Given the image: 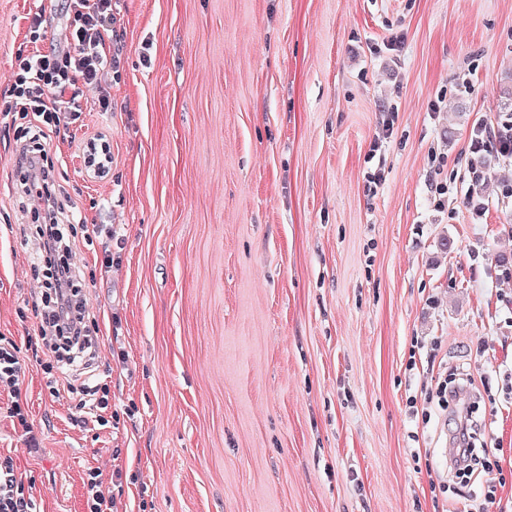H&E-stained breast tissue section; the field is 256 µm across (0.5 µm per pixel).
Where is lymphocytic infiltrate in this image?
I'll return each instance as SVG.
<instances>
[{
	"mask_svg": "<svg viewBox=\"0 0 512 512\" xmlns=\"http://www.w3.org/2000/svg\"><path fill=\"white\" fill-rule=\"evenodd\" d=\"M66 44L48 52L18 57L8 98L0 104L5 113L30 119L28 137L20 144L17 164L29 176L23 192L38 197L45 210L46 222L40 230L38 248L44 261H51L56 247V228L60 208L51 188L52 174L44 164L49 132L75 124L81 116L80 92L96 93L98 109H112L109 96L101 94L99 85L105 71L111 70L112 0H68ZM68 98L69 111H61V98ZM78 268L69 264L58 268L52 283L53 307L42 312V336L56 335L68 328L72 344H81L90 327L85 310L76 309L74 299L79 291L75 284ZM26 374L15 343L0 336V390L13 397L9 414L14 426L27 428L28 412L18 400L19 386ZM0 512H34V502L25 492V484L11 459L0 460Z\"/></svg>",
	"mask_w": 512,
	"mask_h": 512,
	"instance_id": "f902f5d3",
	"label": "lymphocytic infiltrate"
}]
</instances>
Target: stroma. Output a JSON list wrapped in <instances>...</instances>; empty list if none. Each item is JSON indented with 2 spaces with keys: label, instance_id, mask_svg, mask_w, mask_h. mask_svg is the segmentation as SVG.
I'll use <instances>...</instances> for the list:
<instances>
[{
  "label": "stroma",
  "instance_id": "1",
  "mask_svg": "<svg viewBox=\"0 0 512 512\" xmlns=\"http://www.w3.org/2000/svg\"><path fill=\"white\" fill-rule=\"evenodd\" d=\"M47 3L0 0V95L18 55L63 46L59 2L29 38ZM112 19V109L82 99L48 154L96 323L94 361L52 378L27 122L0 115V336L32 426L0 390V455L37 512H83L91 467L114 512H512V159L475 184L469 149L512 114V0H112ZM97 132L102 181L79 155ZM452 368L482 395L465 481L431 400ZM94 381L103 427L79 420ZM82 154L88 172L97 178L107 177L112 169V151L105 135L84 140ZM15 343L0 336V390L14 395L8 413L14 426L28 431V412L19 397V386L25 378L26 368L18 356ZM82 391L86 392L83 393V395L90 396L91 398L89 400L81 399L78 404L79 410L85 414L90 415L91 418H95V420H92L93 422H97L102 426L106 425L108 420H106L101 413H103V410L108 409L110 405V388L108 385H95L94 387L83 388ZM87 402H89L88 405ZM85 409L88 411H85Z\"/></svg>",
  "mask_w": 512,
  "mask_h": 512
}]
</instances>
